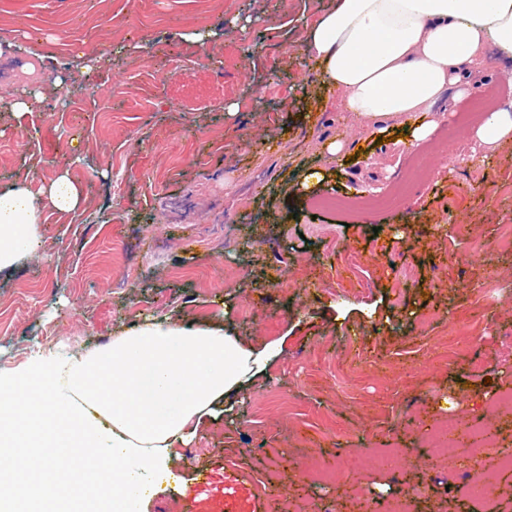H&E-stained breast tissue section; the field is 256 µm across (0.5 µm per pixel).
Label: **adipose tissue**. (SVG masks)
I'll return each mask as SVG.
<instances>
[{
  "instance_id": "obj_1",
  "label": "adipose tissue",
  "mask_w": 512,
  "mask_h": 512,
  "mask_svg": "<svg viewBox=\"0 0 512 512\" xmlns=\"http://www.w3.org/2000/svg\"><path fill=\"white\" fill-rule=\"evenodd\" d=\"M300 45L348 129L383 139L395 119L419 143L436 127L435 106L489 60L512 63V0H337ZM474 136L489 151L512 143V102ZM82 203L65 170L35 192L0 189V271L37 251L45 209ZM277 355L220 324L152 318L81 362L39 354L0 375V512H143L158 487L184 490L178 449L224 415L249 369Z\"/></svg>"
}]
</instances>
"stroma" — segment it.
<instances>
[{
    "mask_svg": "<svg viewBox=\"0 0 512 512\" xmlns=\"http://www.w3.org/2000/svg\"><path fill=\"white\" fill-rule=\"evenodd\" d=\"M335 4L0 0V45L24 46L0 52V100L22 95L32 64L43 95L20 123L0 107V186L39 190L77 155L84 196L77 211H45L38 251L0 273V372L40 350L82 359L148 317L220 318L244 345L282 348L180 449L186 493L163 490L144 512H361L379 482L428 486L420 512H483L449 491L454 464L422 428L479 420L512 449V409L492 398L512 389V250L500 244L512 146L476 167L440 150L451 135L471 155L469 104L512 100V82L491 64L427 140L367 142L299 196L283 187L289 169L326 166L323 143L346 133L297 63L303 21ZM400 175L396 205L325 203ZM362 448L400 449L393 474L337 471ZM310 458L334 471L329 487L303 476Z\"/></svg>",
    "mask_w": 512,
    "mask_h": 512,
    "instance_id": "1",
    "label": "stroma"
}]
</instances>
